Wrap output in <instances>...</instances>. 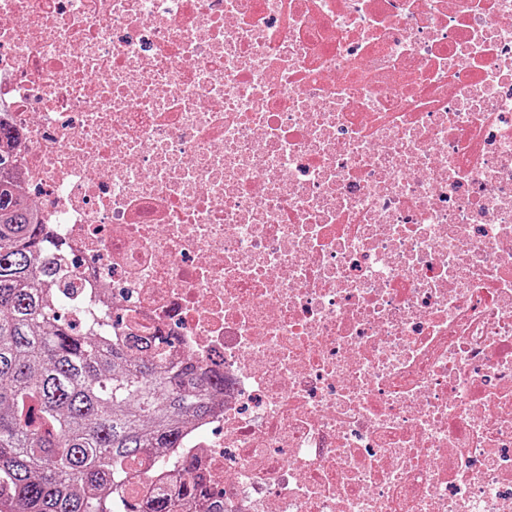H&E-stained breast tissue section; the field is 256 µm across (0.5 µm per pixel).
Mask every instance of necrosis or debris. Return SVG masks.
Masks as SVG:
<instances>
[{
	"label": "necrosis or debris",
	"instance_id": "4bbe7bcc",
	"mask_svg": "<svg viewBox=\"0 0 512 512\" xmlns=\"http://www.w3.org/2000/svg\"><path fill=\"white\" fill-rule=\"evenodd\" d=\"M0 125L114 334L223 373L224 512H512V0H0Z\"/></svg>",
	"mask_w": 512,
	"mask_h": 512
}]
</instances>
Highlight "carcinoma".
I'll return each instance as SVG.
<instances>
[{"label": "carcinoma", "mask_w": 512, "mask_h": 512, "mask_svg": "<svg viewBox=\"0 0 512 512\" xmlns=\"http://www.w3.org/2000/svg\"><path fill=\"white\" fill-rule=\"evenodd\" d=\"M43 225L0 179V512H133L130 468L167 462L184 425L213 410L224 375L124 347L85 310L68 319L75 282L55 256L39 257ZM177 493L147 512H224L191 457Z\"/></svg>", "instance_id": "carcinoma-1"}]
</instances>
